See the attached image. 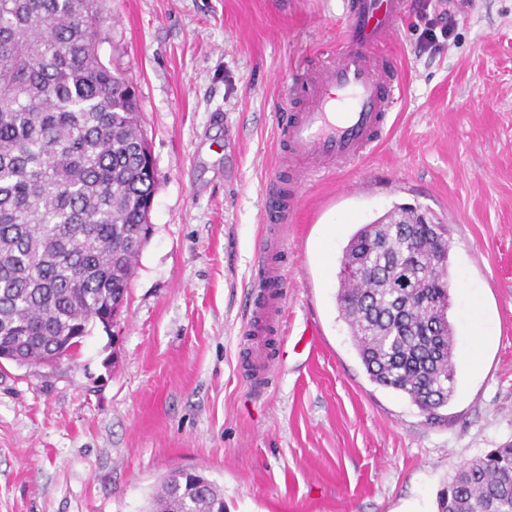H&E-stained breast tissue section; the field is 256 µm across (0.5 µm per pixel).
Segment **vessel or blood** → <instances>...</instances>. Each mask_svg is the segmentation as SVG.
Instances as JSON below:
<instances>
[{
    "instance_id": "vessel-or-blood-1",
    "label": "vessel or blood",
    "mask_w": 512,
    "mask_h": 512,
    "mask_svg": "<svg viewBox=\"0 0 512 512\" xmlns=\"http://www.w3.org/2000/svg\"><path fill=\"white\" fill-rule=\"evenodd\" d=\"M406 0H350L336 54L307 78L300 88L302 107L286 116L279 129L287 160L300 182L322 176L331 165L365 156L388 131L398 84L391 47ZM284 287L280 266L262 256L252 281L253 313L247 346L249 382L268 387L273 370L285 359L287 333L276 347L264 342Z\"/></svg>"
}]
</instances>
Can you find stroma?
<instances>
[{
  "instance_id": "stroma-1",
  "label": "stroma",
  "mask_w": 512,
  "mask_h": 512,
  "mask_svg": "<svg viewBox=\"0 0 512 512\" xmlns=\"http://www.w3.org/2000/svg\"><path fill=\"white\" fill-rule=\"evenodd\" d=\"M343 2L107 0L100 58L137 91L153 231L111 329L0 363V512H146L175 469L227 512H437L460 465L512 443V0H407L391 132L305 183L288 227L282 322L318 352L261 393L242 368L282 104L335 52ZM427 17L453 24L433 50ZM396 203L448 226L458 363L434 416L370 381L335 300L348 238Z\"/></svg>"
}]
</instances>
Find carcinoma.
Masks as SVG:
<instances>
[{"instance_id": "carcinoma-1", "label": "carcinoma", "mask_w": 512, "mask_h": 512, "mask_svg": "<svg viewBox=\"0 0 512 512\" xmlns=\"http://www.w3.org/2000/svg\"><path fill=\"white\" fill-rule=\"evenodd\" d=\"M104 0H0V350L29 364L112 325L151 232L154 163L139 101L100 58ZM395 204L342 250L336 304L370 380L433 415L455 388L445 225ZM431 269L423 280L416 270ZM439 512H512V444L463 463ZM151 512H225L173 471Z\"/></svg>"}]
</instances>
